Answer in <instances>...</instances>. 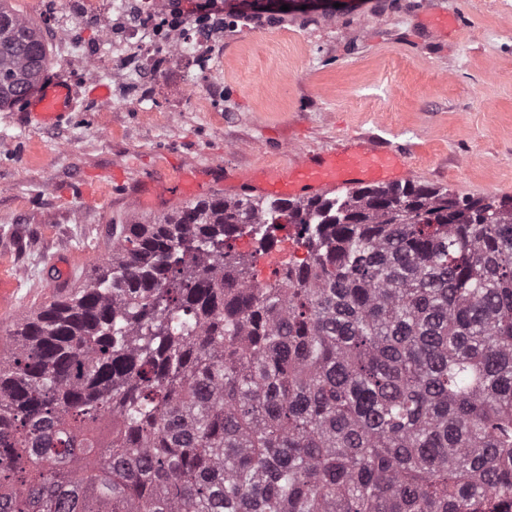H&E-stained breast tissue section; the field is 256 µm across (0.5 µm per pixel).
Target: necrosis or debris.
Segmentation results:
<instances>
[{"instance_id": "1", "label": "necrosis or debris", "mask_w": 512, "mask_h": 512, "mask_svg": "<svg viewBox=\"0 0 512 512\" xmlns=\"http://www.w3.org/2000/svg\"><path fill=\"white\" fill-rule=\"evenodd\" d=\"M238 22L234 15H182L169 0H112V53L89 57L84 78L111 69L131 102L143 101L160 73L176 77L190 67L198 81L211 83L219 35Z\"/></svg>"}]
</instances>
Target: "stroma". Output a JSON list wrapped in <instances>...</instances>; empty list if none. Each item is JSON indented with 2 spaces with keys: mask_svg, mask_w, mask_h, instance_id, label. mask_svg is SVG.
Here are the masks:
<instances>
[{
  "mask_svg": "<svg viewBox=\"0 0 512 512\" xmlns=\"http://www.w3.org/2000/svg\"><path fill=\"white\" fill-rule=\"evenodd\" d=\"M286 2L271 0L263 32H225L223 111L190 73L137 106L81 95L51 126L31 122L30 101L0 109V353L8 330L86 283L113 227L235 196L228 170L248 181L369 142L405 153L408 180L512 199V0ZM47 3L11 0L43 34L47 78L77 81L84 53L112 51L111 0ZM59 25L77 30L69 50Z\"/></svg>",
  "mask_w": 512,
  "mask_h": 512,
  "instance_id": "obj_1",
  "label": "stroma"
}]
</instances>
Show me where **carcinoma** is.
<instances>
[{
	"instance_id": "carcinoma-1",
	"label": "carcinoma",
	"mask_w": 512,
	"mask_h": 512,
	"mask_svg": "<svg viewBox=\"0 0 512 512\" xmlns=\"http://www.w3.org/2000/svg\"><path fill=\"white\" fill-rule=\"evenodd\" d=\"M5 2L1 109L46 70ZM283 222L309 260L248 287ZM10 336L0 512H512V203L200 199ZM230 244L232 245L233 250L235 252L245 254V255H249V254L253 253V255L255 256V262L253 265V274H256L260 281L257 279L256 276H254V278H251V280L249 281V285L251 286V288H260L262 285L261 281L263 283H267V282L271 281L274 277V272L277 270H280L282 268V267L275 268V267L266 266V265L272 264L274 262H277L279 260L278 255L262 254V255H260V262L263 265H259L257 263L258 258H259L258 251L265 248V247L260 248L258 243H256L255 246L251 248L245 238L236 237L235 239L230 241Z\"/></svg>"
}]
</instances>
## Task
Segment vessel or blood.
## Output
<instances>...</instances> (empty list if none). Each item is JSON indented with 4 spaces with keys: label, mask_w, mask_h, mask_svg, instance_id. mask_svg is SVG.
<instances>
[{
    "label": "vessel or blood",
    "mask_w": 512,
    "mask_h": 512,
    "mask_svg": "<svg viewBox=\"0 0 512 512\" xmlns=\"http://www.w3.org/2000/svg\"><path fill=\"white\" fill-rule=\"evenodd\" d=\"M77 92L64 80L53 82L41 92L33 116L38 124L62 120L76 105ZM400 154L376 146L339 148L324 155L308 157L289 173L263 169L256 187L263 195L292 196L299 190L313 193L364 183H390L404 173Z\"/></svg>",
    "instance_id": "1"
}]
</instances>
